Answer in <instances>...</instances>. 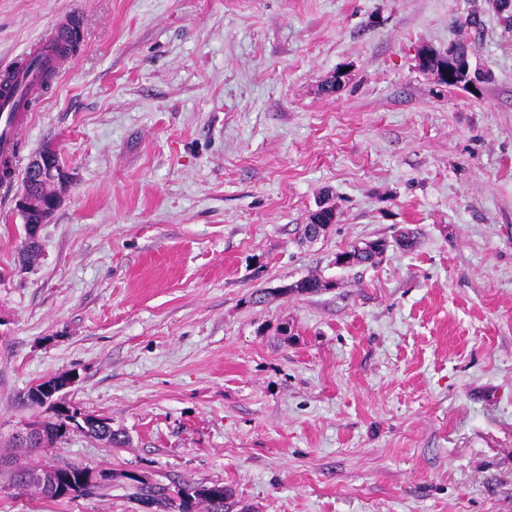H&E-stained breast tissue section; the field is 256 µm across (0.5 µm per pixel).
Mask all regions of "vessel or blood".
<instances>
[{"instance_id":"b4317fda","label":"vessel or blood","mask_w":512,"mask_h":512,"mask_svg":"<svg viewBox=\"0 0 512 512\" xmlns=\"http://www.w3.org/2000/svg\"><path fill=\"white\" fill-rule=\"evenodd\" d=\"M70 23L61 17L50 25L47 37L0 71V183L11 184L21 167L22 136L35 119L44 76H58L69 59L57 50Z\"/></svg>"}]
</instances>
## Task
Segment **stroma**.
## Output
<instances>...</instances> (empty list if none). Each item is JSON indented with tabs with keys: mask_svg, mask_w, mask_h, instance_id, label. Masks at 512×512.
Segmentation results:
<instances>
[{
	"mask_svg": "<svg viewBox=\"0 0 512 512\" xmlns=\"http://www.w3.org/2000/svg\"><path fill=\"white\" fill-rule=\"evenodd\" d=\"M71 12L82 47L23 135L71 174L31 264L23 180L0 190V512H134L132 475L248 512H512V30L490 0H0V65ZM458 39L489 80L420 68ZM321 205L335 223L300 241ZM306 276L330 286L281 293ZM69 373L58 402L126 444L74 428L24 462L111 485L10 490L46 415L25 393ZM374 245L370 247L369 251H362L358 245L352 246L349 250L341 251L336 254V264L340 258H346L348 261L345 263L346 267L364 265L374 262L375 258L381 255L387 248L388 243L386 240H375ZM57 472L59 473L60 479L66 486L69 487V489L74 494L70 496H64L62 494H57L56 491H53L51 488H38L36 485L27 484L22 481L23 475L28 471L35 468L19 465L15 468L13 479H12V487L15 490L25 492V491H34L32 488L36 489L37 491H34L36 494L40 495L43 498L51 499V500H73L75 498L79 497H88L91 495L101 494L100 492H94L95 490H98L102 487H91V488H81L79 486V480L81 478V471L80 466L78 464H63V465H54ZM74 484L80 488V491H76L74 488L70 487V484Z\"/></svg>",
	"mask_w": 512,
	"mask_h": 512,
	"instance_id": "35a3bbf8",
	"label": "stroma"
}]
</instances>
